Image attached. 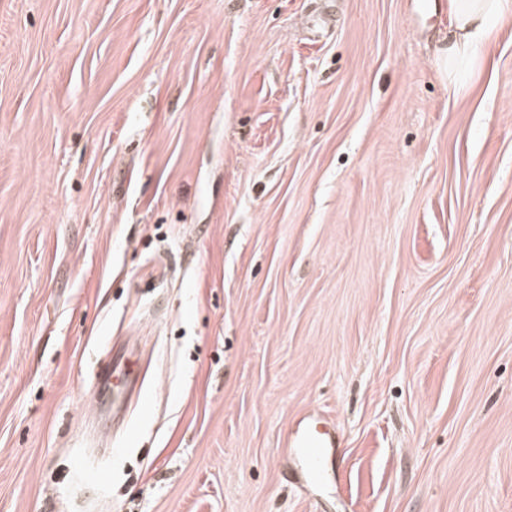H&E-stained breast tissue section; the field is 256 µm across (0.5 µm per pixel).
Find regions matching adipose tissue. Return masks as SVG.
<instances>
[{
  "instance_id": "obj_1",
  "label": "adipose tissue",
  "mask_w": 512,
  "mask_h": 512,
  "mask_svg": "<svg viewBox=\"0 0 512 512\" xmlns=\"http://www.w3.org/2000/svg\"><path fill=\"white\" fill-rule=\"evenodd\" d=\"M454 32L448 42V62L456 64L485 49L493 23L512 12V0H450Z\"/></svg>"
}]
</instances>
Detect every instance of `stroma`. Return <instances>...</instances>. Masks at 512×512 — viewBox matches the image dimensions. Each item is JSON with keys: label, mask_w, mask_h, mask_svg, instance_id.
<instances>
[{"label": "stroma", "mask_w": 512, "mask_h": 512, "mask_svg": "<svg viewBox=\"0 0 512 512\" xmlns=\"http://www.w3.org/2000/svg\"><path fill=\"white\" fill-rule=\"evenodd\" d=\"M414 3L0 0V512H512V18ZM454 32L448 41V63L469 59L491 42L493 23L512 12L511 0H449ZM142 354L134 344H127L111 360L101 365L95 373V384L92 398L99 408V419L103 428L107 400H112V406L129 408V401L134 391L141 390L145 374L142 368ZM123 387L122 389H120ZM322 418L318 414L295 416L281 437L291 467L308 488L320 491L337 482L330 468L336 454V435L320 429Z\"/></svg>", "instance_id": "1"}]
</instances>
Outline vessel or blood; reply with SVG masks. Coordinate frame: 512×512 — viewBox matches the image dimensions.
<instances>
[{
  "label": "vessel or blood",
  "instance_id": "b4317fda",
  "mask_svg": "<svg viewBox=\"0 0 512 512\" xmlns=\"http://www.w3.org/2000/svg\"><path fill=\"white\" fill-rule=\"evenodd\" d=\"M139 348L129 344L95 373L92 398L99 409L107 406L128 408L133 392L141 390L145 374ZM317 414L295 416L281 437V445L292 468L307 487L322 490L335 482L331 463L336 454L334 433L321 429Z\"/></svg>",
  "mask_w": 512,
  "mask_h": 512
}]
</instances>
